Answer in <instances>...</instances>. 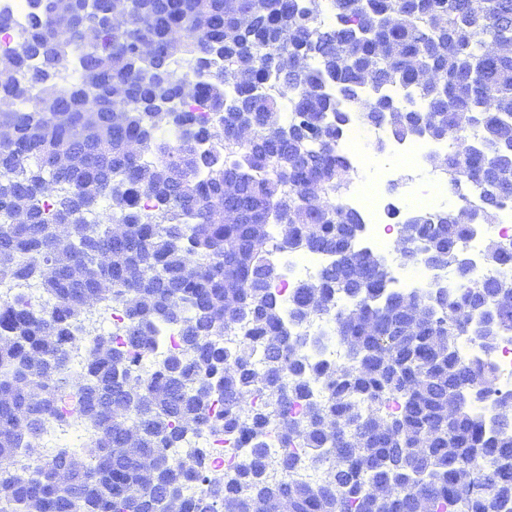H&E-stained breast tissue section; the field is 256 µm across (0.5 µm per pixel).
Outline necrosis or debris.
<instances>
[{"label":"necrosis or debris","mask_w":512,"mask_h":512,"mask_svg":"<svg viewBox=\"0 0 512 512\" xmlns=\"http://www.w3.org/2000/svg\"><path fill=\"white\" fill-rule=\"evenodd\" d=\"M340 143L346 151L356 174L345 201L349 207L362 215L363 224L359 244L369 250H382L389 255L386 266L390 287L401 290H424L436 281L448 279V271L433 272L423 266L404 263L395 257L390 246L389 235L393 230L391 221L400 216L406 205L420 204L425 211L434 212L445 208L446 183L435 171L423 169L425 160L435 154L447 151L448 145L425 137L413 140L389 138L380 126H369L358 116H351L344 126ZM410 160L417 171L410 179L403 199L382 204L380 196H368L367 185L381 186L397 176L403 160ZM512 238V202L501 209V219L495 224L478 225L475 232L466 237L462 246L477 270H484V243L487 238ZM275 261L283 273L276 286L282 302H289L290 293L296 282L316 277L319 271L330 263L329 255L278 253ZM119 321L112 309L90 315L81 336L70 347L69 365L73 371H80L84 359L96 337L108 336L115 331Z\"/></svg>","instance_id":"obj_1"}]
</instances>
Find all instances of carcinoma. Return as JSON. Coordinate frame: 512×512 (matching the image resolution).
I'll return each mask as SVG.
<instances>
[{
    "instance_id": "obj_1",
    "label": "carcinoma",
    "mask_w": 512,
    "mask_h": 512,
    "mask_svg": "<svg viewBox=\"0 0 512 512\" xmlns=\"http://www.w3.org/2000/svg\"><path fill=\"white\" fill-rule=\"evenodd\" d=\"M34 3L0 55V283L20 289L0 298V512H487L490 499L512 512V391L458 345L473 336L490 354L512 333V238L489 241L486 273L461 248L503 206L497 192L512 193V57L485 55L512 43V0ZM183 58L195 73L174 72ZM72 66L79 82H55ZM351 112L400 140L451 142L442 173L479 203L466 220L419 213L410 239L454 280L395 291L356 245L339 141ZM312 186L317 204L303 197ZM274 250L336 257L296 285L289 320ZM33 284L50 308L27 303ZM101 303L120 307L122 328L72 377L69 344ZM324 317L342 364L312 362L288 331ZM163 324L181 345L145 371ZM68 385L92 440L45 454ZM475 400L493 405L492 422ZM203 435L251 448L219 477L204 449L169 452ZM22 454L36 464L14 465ZM193 482L203 499L186 498Z\"/></svg>"
}]
</instances>
